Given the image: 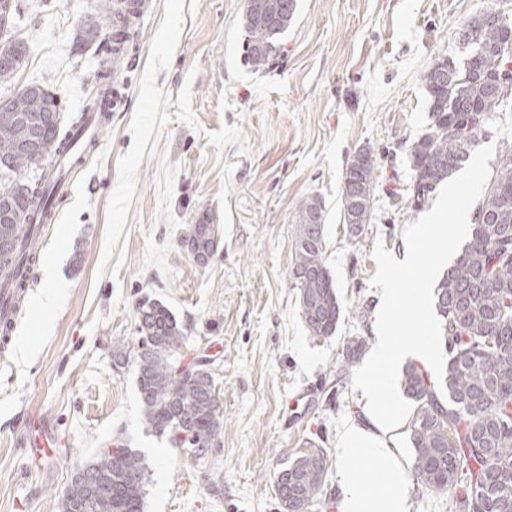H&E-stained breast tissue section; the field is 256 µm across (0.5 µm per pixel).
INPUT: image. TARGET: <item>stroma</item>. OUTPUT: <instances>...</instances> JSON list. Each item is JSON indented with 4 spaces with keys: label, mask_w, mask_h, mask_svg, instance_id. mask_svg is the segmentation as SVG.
I'll list each match as a JSON object with an SVG mask.
<instances>
[{
    "label": "stroma",
    "mask_w": 512,
    "mask_h": 512,
    "mask_svg": "<svg viewBox=\"0 0 512 512\" xmlns=\"http://www.w3.org/2000/svg\"><path fill=\"white\" fill-rule=\"evenodd\" d=\"M29 58L16 85L47 82L64 120L97 88L96 44L83 27L97 0H24ZM123 63L122 102L42 238L30 299L0 359V512H59L78 466L116 439L146 461L144 512H281L276 476L305 440L322 441L328 480L313 512H339L343 431L370 427L367 400L342 370L346 346L375 345L379 289L371 253L402 255L414 205L412 143L430 123L421 73L461 59L465 21L512 0H297L267 72L244 63L245 0H145ZM498 169L512 146V96L485 126ZM375 154L371 217L343 221L342 182L356 151ZM324 204L325 261L343 314L310 336L291 278L302 203ZM219 245L197 262L194 225ZM62 285L45 314L46 274ZM150 299L185 329L186 357L211 358L223 429L206 461L146 431L137 396L136 311ZM51 432L44 459L30 430ZM408 478L407 512H449L451 497L412 478L404 427L381 433Z\"/></svg>",
    "instance_id": "stroma-1"
}]
</instances>
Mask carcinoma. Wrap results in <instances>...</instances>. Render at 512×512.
<instances>
[{
    "instance_id": "cac0c4a2",
    "label": "carcinoma",
    "mask_w": 512,
    "mask_h": 512,
    "mask_svg": "<svg viewBox=\"0 0 512 512\" xmlns=\"http://www.w3.org/2000/svg\"><path fill=\"white\" fill-rule=\"evenodd\" d=\"M279 19L262 24L244 13L247 33L245 61L265 72L280 49L279 38L295 16L296 0H272ZM22 0H13L12 44L20 60L27 44L17 35ZM130 19L120 31L99 38L95 19L85 21L88 40H99L104 53L100 80H112V56L127 54ZM460 38L468 49L463 62L433 64L421 73L429 95L431 123L410 148L416 200L429 193L469 160L476 133L470 118L482 124L497 111L502 94L493 87L497 72L512 62V45L501 42L500 31L487 24L484 13L470 18ZM20 67H0L6 93L0 103V155L11 166L0 169V204L15 203L30 211L20 223L0 222V243L11 247L10 260L0 264V289L18 288L31 254L37 252L40 227L49 223L57 194L58 163L74 135L61 133L53 114L61 112L57 96L45 83L32 93L12 88ZM42 115L38 156L21 148L22 131L15 112ZM361 169L348 168L343 181L344 223L352 234L370 218L374 183V150L360 149ZM196 250L208 260L217 250L212 224L194 225ZM292 279L299 290L302 318L310 335L336 332L342 306L325 264L323 205L312 196L302 203L296 227ZM436 306L443 319L447 362L443 379L432 378L413 362L399 379L403 394L414 406L407 428L413 449V474L426 489L453 493L454 512H512V153L504 152L496 179L479 203L469 242L440 281ZM137 389L146 430L167 437L174 448L216 447L221 434L212 373L197 360L179 368L178 347L184 330L167 307L145 301L137 308ZM92 463L107 479L111 498L102 506L88 487L70 481L61 512L86 504L85 512H143L145 466L141 454L122 441L99 450ZM329 472L327 451L310 441L295 451L279 471L276 484L282 512H309L322 492Z\"/></svg>"
}]
</instances>
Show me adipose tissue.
<instances>
[{
    "mask_svg": "<svg viewBox=\"0 0 512 512\" xmlns=\"http://www.w3.org/2000/svg\"><path fill=\"white\" fill-rule=\"evenodd\" d=\"M341 455L346 459L362 456L373 460L385 480L381 483L360 481L351 472H343L340 512H407L403 472L394 466L386 449L375 443L365 429L352 427L344 432Z\"/></svg>",
    "mask_w": 512,
    "mask_h": 512,
    "instance_id": "ef3b65f1",
    "label": "adipose tissue"
}]
</instances>
